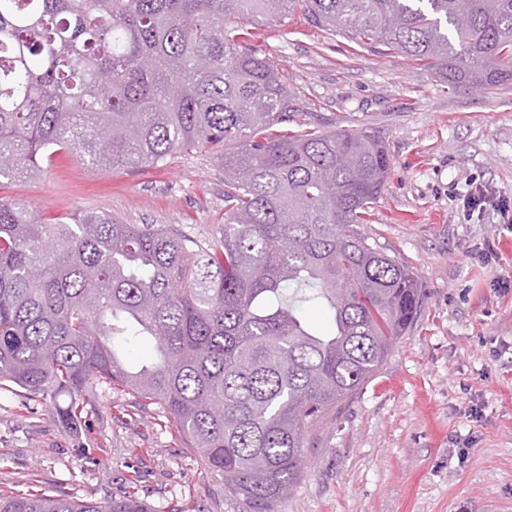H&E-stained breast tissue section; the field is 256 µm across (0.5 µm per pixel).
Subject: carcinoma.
<instances>
[{"label": "carcinoma", "mask_w": 512, "mask_h": 512, "mask_svg": "<svg viewBox=\"0 0 512 512\" xmlns=\"http://www.w3.org/2000/svg\"><path fill=\"white\" fill-rule=\"evenodd\" d=\"M300 12L450 85L512 86V0H0V178L67 148L94 170L224 153V224L204 246L168 224L88 213L45 224L0 200V380L29 394L126 387L172 421L255 512L301 478L319 423L412 326L416 274L370 245L391 169L368 130L261 133L283 119L278 70L246 23ZM324 304L333 332L301 315ZM151 336L137 371L120 343ZM136 479L101 501L0 492V512H151Z\"/></svg>", "instance_id": "cac0c4a2"}]
</instances>
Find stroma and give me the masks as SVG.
I'll use <instances>...</instances> for the list:
<instances>
[{"label":"stroma","mask_w":512,"mask_h":512,"mask_svg":"<svg viewBox=\"0 0 512 512\" xmlns=\"http://www.w3.org/2000/svg\"><path fill=\"white\" fill-rule=\"evenodd\" d=\"M277 66L288 110L272 135L371 130L391 171L360 230L418 275V318L371 382L313 430L300 481L274 512H512V222L465 219L468 191L512 199V88L451 87L406 55L311 27L298 15L252 28ZM0 198L42 219L87 212L170 224L209 243L224 221V150L94 171L58 150ZM77 422L66 393L0 384V491L99 500L137 475L153 512H253L207 470L154 406L89 383Z\"/></svg>","instance_id":"1"}]
</instances>
